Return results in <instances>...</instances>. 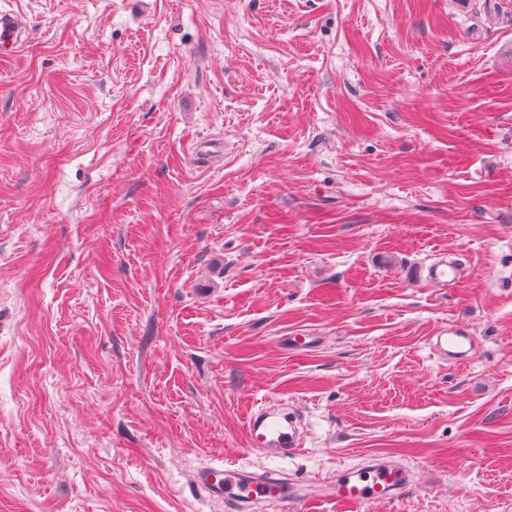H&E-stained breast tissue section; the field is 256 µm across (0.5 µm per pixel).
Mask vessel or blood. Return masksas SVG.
I'll return each mask as SVG.
<instances>
[{
	"label": "vessel or blood",
	"instance_id": "obj_1",
	"mask_svg": "<svg viewBox=\"0 0 512 512\" xmlns=\"http://www.w3.org/2000/svg\"><path fill=\"white\" fill-rule=\"evenodd\" d=\"M27 40L28 32L19 17L13 11L0 9V62L18 56ZM459 272L457 263L449 260L430 265L427 277L444 287ZM430 344L442 360L458 364L473 359L479 352L476 337L458 324L440 331ZM246 433L254 450L274 456L294 455L304 442L297 418L266 403L250 412ZM195 478L212 500L223 503L224 512H254L261 503L277 507L278 512H293L312 490L335 504L339 512H357L365 504L398 500L411 488L400 464L377 458L357 467L340 465L328 475L306 481L264 468L244 471L215 458L199 467Z\"/></svg>",
	"mask_w": 512,
	"mask_h": 512
}]
</instances>
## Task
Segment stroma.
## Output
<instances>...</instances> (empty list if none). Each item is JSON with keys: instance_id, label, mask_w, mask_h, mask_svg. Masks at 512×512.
<instances>
[{"instance_id": "35a3bbf8", "label": "stroma", "mask_w": 512, "mask_h": 512, "mask_svg": "<svg viewBox=\"0 0 512 512\" xmlns=\"http://www.w3.org/2000/svg\"><path fill=\"white\" fill-rule=\"evenodd\" d=\"M0 6V512L387 456L415 487L361 512H512V0ZM455 323L472 362L429 347ZM279 401L286 459L246 444ZM28 40V31L11 10L0 9V62L18 57ZM459 272L460 269L455 260L437 262L428 267L427 278L430 282L445 287L448 282L457 278ZM246 433L252 449L269 455L288 457L303 446V430L296 417H288L273 404H262L251 411Z\"/></svg>"}]
</instances>
